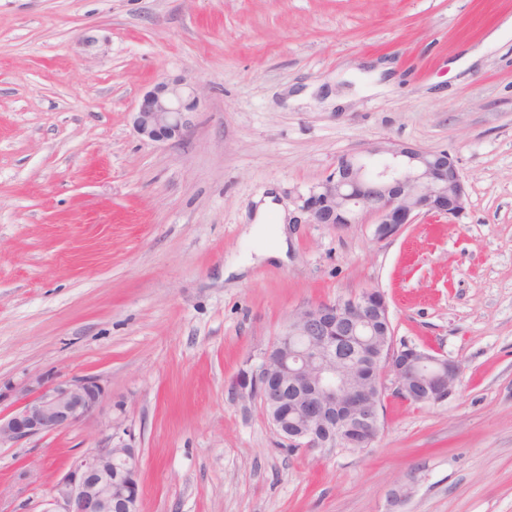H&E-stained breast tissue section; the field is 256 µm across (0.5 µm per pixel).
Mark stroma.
I'll use <instances>...</instances> for the list:
<instances>
[{
	"instance_id": "35a3bbf8",
	"label": "stroma",
	"mask_w": 512,
	"mask_h": 512,
	"mask_svg": "<svg viewBox=\"0 0 512 512\" xmlns=\"http://www.w3.org/2000/svg\"><path fill=\"white\" fill-rule=\"evenodd\" d=\"M512 0H0V413L96 377L92 419L0 445V512L132 431L141 512H512ZM197 89L181 143L131 113ZM381 140L452 156L464 212L377 240L301 198ZM287 261L225 278L263 198ZM382 291L455 394L385 395L372 447L288 449L228 386L297 308ZM197 107L195 87L187 78H165L138 100L132 125L145 140L179 143L189 135Z\"/></svg>"
}]
</instances>
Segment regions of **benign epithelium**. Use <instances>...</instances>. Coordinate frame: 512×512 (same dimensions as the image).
<instances>
[{
    "mask_svg": "<svg viewBox=\"0 0 512 512\" xmlns=\"http://www.w3.org/2000/svg\"><path fill=\"white\" fill-rule=\"evenodd\" d=\"M198 99L185 77L165 78L138 100L132 125L143 139L179 143L190 133ZM465 188L445 151L377 141L339 157L302 197L308 224L342 228L375 217V236H397L419 214L456 217ZM460 365L416 346L397 349L384 293L367 288L345 299L304 305L229 384L237 398L260 401L290 448L322 451L339 443L371 447L381 431L383 375L396 397L439 404L450 398ZM105 390L85 376L41 383L32 397L0 414V444L59 432L93 415ZM139 455L123 437L76 457L40 501L39 512H140Z\"/></svg>",
    "mask_w": 512,
    "mask_h": 512,
    "instance_id": "obj_1",
    "label": "benign epithelium"
}]
</instances>
